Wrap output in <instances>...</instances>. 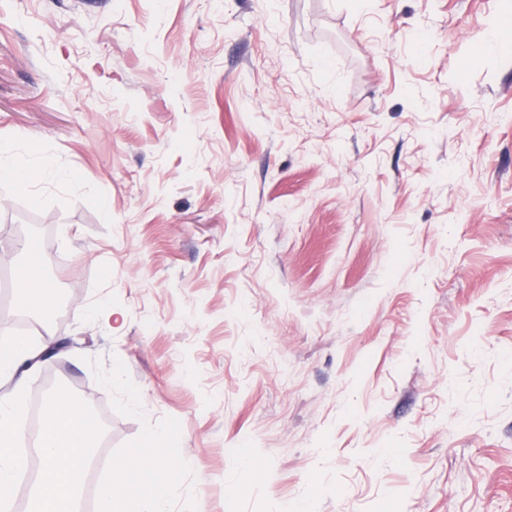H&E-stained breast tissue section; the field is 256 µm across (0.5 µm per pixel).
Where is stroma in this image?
Segmentation results:
<instances>
[{
    "label": "stroma",
    "instance_id": "35a3bbf8",
    "mask_svg": "<svg viewBox=\"0 0 512 512\" xmlns=\"http://www.w3.org/2000/svg\"><path fill=\"white\" fill-rule=\"evenodd\" d=\"M512 0H0V275L44 244L92 483L165 512H512ZM249 449L255 485L227 486ZM3 171L7 172V180L11 181L14 187L21 192L31 195V187L34 180L39 177V173L27 164L15 165L10 170L1 168V177ZM157 440L151 436L127 449L134 465L123 462L112 469L111 479L97 489V512H157L155 506L169 496L167 475L174 467L167 459L146 453V445Z\"/></svg>",
    "mask_w": 512,
    "mask_h": 512
}]
</instances>
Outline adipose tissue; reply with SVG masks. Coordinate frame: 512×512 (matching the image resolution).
<instances>
[{
    "mask_svg": "<svg viewBox=\"0 0 512 512\" xmlns=\"http://www.w3.org/2000/svg\"><path fill=\"white\" fill-rule=\"evenodd\" d=\"M45 260L29 261L20 290L29 306L45 308L53 304L55 289L43 269ZM11 355L0 360V379L11 388L0 394V503H7L18 480L26 473L27 452L19 413L25 395V378L14 377L13 369L24 360L35 358L37 349L27 337L12 338ZM87 416L82 405L70 398H56L45 408L47 429L39 433L35 448L43 461L33 490L37 512H60L62 506L79 494L89 467L96 436L84 426ZM130 463L114 468L111 479L98 487L97 512H157L166 500L171 484L167 478L170 461L149 456L144 444L127 450Z\"/></svg>",
    "mask_w": 512,
    "mask_h": 512,
    "instance_id": "1",
    "label": "adipose tissue"
}]
</instances>
